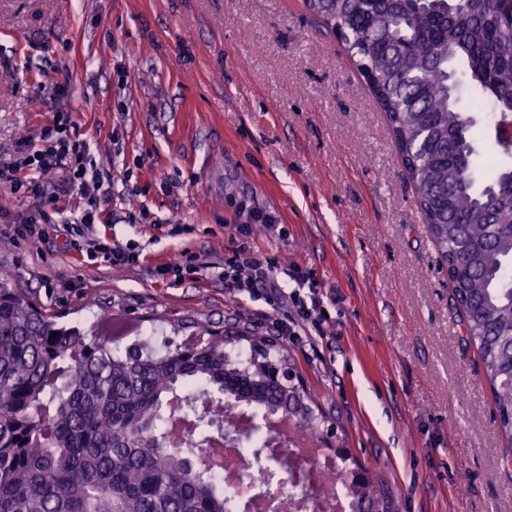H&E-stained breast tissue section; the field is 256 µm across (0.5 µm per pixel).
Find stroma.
Listing matches in <instances>:
<instances>
[{
    "label": "stroma",
    "mask_w": 512,
    "mask_h": 512,
    "mask_svg": "<svg viewBox=\"0 0 512 512\" xmlns=\"http://www.w3.org/2000/svg\"><path fill=\"white\" fill-rule=\"evenodd\" d=\"M72 115L111 178V267L61 228L0 236V267L65 322L161 353L201 327L286 345L336 441L390 492L391 512H512V439L461 339L448 270L384 112L302 0H0V156ZM251 247L282 288L317 283L325 333L279 335V313L222 274L249 209ZM206 267L155 268L182 251Z\"/></svg>",
    "instance_id": "obj_1"
}]
</instances>
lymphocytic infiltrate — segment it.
<instances>
[{
	"mask_svg": "<svg viewBox=\"0 0 512 512\" xmlns=\"http://www.w3.org/2000/svg\"><path fill=\"white\" fill-rule=\"evenodd\" d=\"M70 124L69 113H54L38 134L40 149L31 151L22 145L12 159L0 161V184L7 186L11 193L38 202L35 210L19 213L12 223L0 225V235L25 241L42 236L45 225L60 224L71 248L86 254L87 258L101 257L115 267L134 265L139 261L137 253L97 233L101 202L106 193L105 176L86 144L70 136ZM50 170L57 171L56 182L46 181L45 174ZM64 187L76 194L77 212L69 218L65 217V208L60 204V190ZM258 224L272 229L276 218L260 210L251 211L249 223L236 227L241 246L224 260L225 266L236 273L238 290L264 296L270 305L285 308L286 314L279 323L280 335L293 340L311 334L322 335L325 316L317 289L308 275L295 271L293 288H281L271 275V262L251 250L248 241Z\"/></svg>",
	"mask_w": 512,
	"mask_h": 512,
	"instance_id": "lymphocytic-infiltrate-1",
	"label": "lymphocytic infiltrate"
}]
</instances>
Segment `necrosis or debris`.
<instances>
[{"mask_svg": "<svg viewBox=\"0 0 512 512\" xmlns=\"http://www.w3.org/2000/svg\"><path fill=\"white\" fill-rule=\"evenodd\" d=\"M275 443L269 461L240 444L224 446L227 512H352L350 478L339 460L298 426L268 431Z\"/></svg>", "mask_w": 512, "mask_h": 512, "instance_id": "4bbe7bcc", "label": "necrosis or debris"}]
</instances>
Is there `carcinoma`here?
Wrapping results in <instances>:
<instances>
[{
	"label": "carcinoma",
	"mask_w": 512,
	"mask_h": 512,
	"mask_svg": "<svg viewBox=\"0 0 512 512\" xmlns=\"http://www.w3.org/2000/svg\"><path fill=\"white\" fill-rule=\"evenodd\" d=\"M367 74L420 212L448 266L465 341L476 348L503 433L512 436V164L477 166L470 106L512 118V0H303ZM34 301L0 270V512H226L203 447L232 399L286 412L325 438L297 393L255 360L287 361L265 336L212 333L162 354L116 355ZM58 336L53 337L51 333ZM246 341L250 356L227 346ZM201 384L198 404L180 392ZM189 429L171 446L169 411ZM354 512H390L376 479L351 486Z\"/></svg>",
	"instance_id": "carcinoma-1"
}]
</instances>
